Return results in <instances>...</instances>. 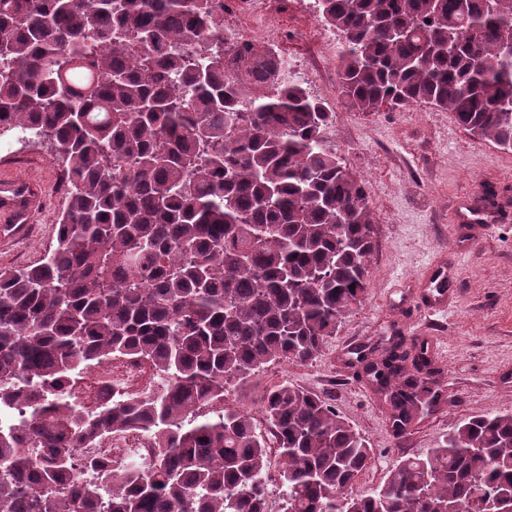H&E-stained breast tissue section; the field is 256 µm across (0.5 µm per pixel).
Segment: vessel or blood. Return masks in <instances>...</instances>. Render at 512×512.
I'll return each instance as SVG.
<instances>
[{
    "label": "vessel or blood",
    "instance_id": "b4317fda",
    "mask_svg": "<svg viewBox=\"0 0 512 512\" xmlns=\"http://www.w3.org/2000/svg\"><path fill=\"white\" fill-rule=\"evenodd\" d=\"M43 194V187L37 181L0 173V239L13 241L24 234ZM511 216L512 206L508 203L488 207L472 197L460 199L454 213L459 224H495Z\"/></svg>",
    "mask_w": 512,
    "mask_h": 512
}]
</instances>
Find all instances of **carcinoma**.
<instances>
[{"mask_svg": "<svg viewBox=\"0 0 512 512\" xmlns=\"http://www.w3.org/2000/svg\"><path fill=\"white\" fill-rule=\"evenodd\" d=\"M343 39L341 97L361 112L427 104L512 150V0H316ZM224 0H0V138L49 140L68 178L53 246L0 268V512H505L512 411L465 418L425 457L352 492L369 442L286 382L257 399L227 384L319 357L363 302L374 249L364 183L329 150L335 112L282 58L233 41ZM269 87L259 97L243 84ZM114 356L158 389L76 404L70 383ZM391 426L436 386L424 346L372 351ZM137 428L157 454L110 489L74 480L94 436Z\"/></svg>", "mask_w": 512, "mask_h": 512, "instance_id": "carcinoma-1", "label": "carcinoma"}]
</instances>
